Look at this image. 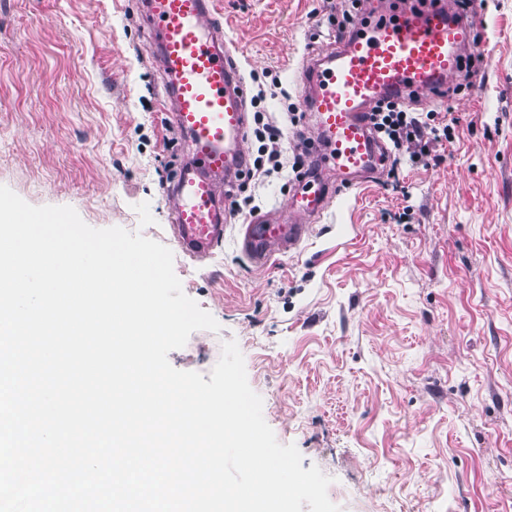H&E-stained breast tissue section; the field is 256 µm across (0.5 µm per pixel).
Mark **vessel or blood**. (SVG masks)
Instances as JSON below:
<instances>
[{
    "label": "vessel or blood",
    "mask_w": 512,
    "mask_h": 512,
    "mask_svg": "<svg viewBox=\"0 0 512 512\" xmlns=\"http://www.w3.org/2000/svg\"><path fill=\"white\" fill-rule=\"evenodd\" d=\"M141 6L168 79V120L186 134L190 155L171 191L174 235L182 251L203 257L224 241V196L247 158L245 82L224 48L214 0H142ZM475 30L472 19L443 6L416 5L384 23L358 28L308 65L299 77L302 102L325 147L317 164L333 179L294 193L288 209L317 216L333 196L376 180L388 157L371 131L369 112L410 92L433 102L460 77L459 50L473 46ZM310 232L304 223L257 221L246 225L240 248L262 267Z\"/></svg>",
    "instance_id": "obj_1"
}]
</instances>
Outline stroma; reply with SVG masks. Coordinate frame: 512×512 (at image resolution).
I'll list each match as a JSON object with an SVG mask.
<instances>
[{
  "label": "stroma",
  "instance_id": "obj_1",
  "mask_svg": "<svg viewBox=\"0 0 512 512\" xmlns=\"http://www.w3.org/2000/svg\"><path fill=\"white\" fill-rule=\"evenodd\" d=\"M331 0H216L224 45L286 156L312 121L294 75L337 40ZM471 90L434 159L334 200L293 252L255 268L243 224L279 215L291 169L245 180L249 208L202 262L171 236L184 155L139 0H0V185L171 249L220 324L171 351L210 374L235 340L279 443L330 476L341 512H512V0H473Z\"/></svg>",
  "mask_w": 512,
  "mask_h": 512
}]
</instances>
